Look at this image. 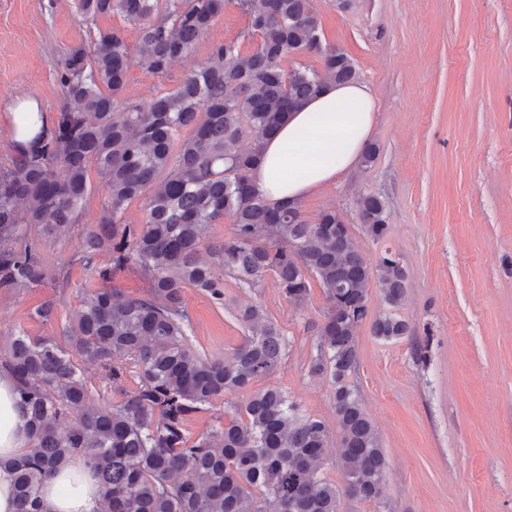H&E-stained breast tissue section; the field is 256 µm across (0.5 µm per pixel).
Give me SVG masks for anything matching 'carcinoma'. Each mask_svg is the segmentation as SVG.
<instances>
[{
	"instance_id": "1",
	"label": "carcinoma",
	"mask_w": 512,
	"mask_h": 512,
	"mask_svg": "<svg viewBox=\"0 0 512 512\" xmlns=\"http://www.w3.org/2000/svg\"><path fill=\"white\" fill-rule=\"evenodd\" d=\"M223 10L224 0H77L85 23L119 15L138 27L142 59L160 75ZM247 10L262 36L258 50L215 44L202 67L149 103L120 97L125 39L117 29L96 30L88 45L53 59L63 101L51 126H21L26 141L0 161L1 293L49 282L69 287V272L51 269L42 255L45 242L66 233L79 240L72 263L104 281L129 267L149 281L140 297L98 288L68 312L61 336L20 334L0 350V370L14 377L30 437L12 461L19 512H47L39 488L72 456L83 457L97 478L100 512H338L341 490L322 472L326 425L301 413L279 387L251 394L219 429L192 439L186 428L203 406L272 375L288 340L247 303L237 315L249 331L242 344L224 359L204 358L188 344L183 289L222 306L224 278L255 288L268 275L297 307L310 279L322 287L328 307L309 371L331 381L344 491L359 500L381 497L385 456L350 376L372 279L395 308L405 269L388 250L371 266L338 212L309 224L299 207L267 203L250 179L261 144L294 107L327 82L355 80L356 64L322 43L313 0H254ZM297 52L319 55L323 70L285 71L282 61ZM246 139L250 148L238 150ZM93 171L105 197L97 223L84 224ZM135 200L144 222L122 223ZM357 208L365 232L384 238V201L366 194ZM226 216L233 237L208 246L211 262L200 260L209 225ZM104 253L108 268L99 265ZM371 330L392 340L408 325L385 313ZM76 355L115 385L133 374L137 390L110 406L94 403Z\"/></svg>"
}]
</instances>
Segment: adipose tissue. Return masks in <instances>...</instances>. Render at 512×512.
Masks as SVG:
<instances>
[{
  "mask_svg": "<svg viewBox=\"0 0 512 512\" xmlns=\"http://www.w3.org/2000/svg\"><path fill=\"white\" fill-rule=\"evenodd\" d=\"M377 117L366 84L327 83L263 142L261 161L251 173L254 185L270 204H301L362 164ZM28 446L13 380L0 372V512H16L10 463ZM40 496L50 512H99L101 506L98 483L79 456L43 483Z\"/></svg>",
  "mask_w": 512,
  "mask_h": 512,
  "instance_id": "ef3b65f1",
  "label": "adipose tissue"
}]
</instances>
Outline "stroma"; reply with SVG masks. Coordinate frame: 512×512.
Wrapping results in <instances>:
<instances>
[{
    "label": "stroma",
    "instance_id": "35a3bbf8",
    "mask_svg": "<svg viewBox=\"0 0 512 512\" xmlns=\"http://www.w3.org/2000/svg\"><path fill=\"white\" fill-rule=\"evenodd\" d=\"M314 5L323 43L348 54L358 81L375 95L378 154L305 200L302 215L314 224L325 211L339 212L368 262L388 249L408 275L393 310L372 282L351 376L385 454L383 493L375 501L341 496L339 512H512V0ZM94 27L123 31L125 94L143 103L176 88L214 44L231 42L248 54L262 42L238 0H225L194 49L157 75L142 62L137 29L120 17L103 15L88 25L74 0H0V156L13 144L12 100L37 101L55 118L62 93L53 59L88 43ZM369 193L385 202L388 232L380 240L358 220L356 202ZM77 246L73 235L43 246L51 268H68L69 288L0 293V345L21 332L58 335L67 312L102 287L71 264ZM182 296L192 346L208 358L231 355L246 336L237 305H258L289 346L278 370L253 390L281 387L336 438L330 380L308 369L328 307L319 285L300 307L271 276L257 288L225 280L220 306L191 287ZM49 300L58 305L56 318L33 317ZM391 310L408 324V335L374 336L371 319ZM80 367L96 403L118 402L137 389L135 376L115 385L95 364L84 360ZM244 398L228 393L192 414L190 436L222 426Z\"/></svg>",
    "mask_w": 512,
    "mask_h": 512
}]
</instances>
